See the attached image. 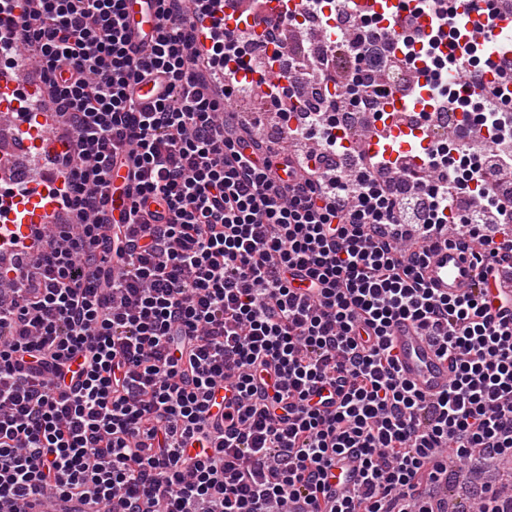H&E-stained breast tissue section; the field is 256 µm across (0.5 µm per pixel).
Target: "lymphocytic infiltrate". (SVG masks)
<instances>
[{"instance_id":"lymphocytic-infiltrate-1","label":"lymphocytic infiltrate","mask_w":512,"mask_h":512,"mask_svg":"<svg viewBox=\"0 0 512 512\" xmlns=\"http://www.w3.org/2000/svg\"><path fill=\"white\" fill-rule=\"evenodd\" d=\"M153 46L126 36L125 0H27L0 41H20L64 130L55 158L64 224L35 245L0 225V512H434L423 489L447 454L512 456V90L487 83L459 20L431 0L429 29L360 28L315 63L335 93L380 100L400 88L364 60L397 41L433 114L477 101L499 140L491 162L458 168L434 142L408 187L358 155L336 170L335 124L314 116L283 155L256 139L233 100L262 91L291 110L285 84L237 80L249 32L227 28V0H156ZM215 16L208 51L196 14ZM460 54L444 53L447 42ZM71 75L62 78V67ZM463 73L465 85L448 75ZM167 79L140 105L145 76ZM128 201L112 209V170ZM470 243L472 291L451 299L423 276L437 243ZM410 322L450 359L446 391L417 392L390 337ZM227 388L220 425L211 400Z\"/></svg>"}]
</instances>
